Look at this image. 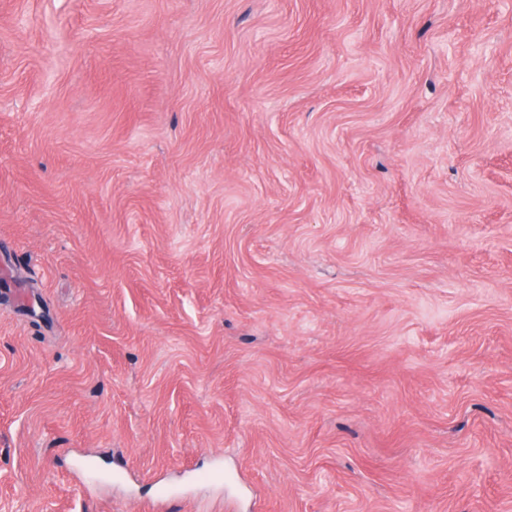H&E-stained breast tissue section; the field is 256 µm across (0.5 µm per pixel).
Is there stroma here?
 Returning a JSON list of instances; mask_svg holds the SVG:
<instances>
[{"mask_svg":"<svg viewBox=\"0 0 512 512\" xmlns=\"http://www.w3.org/2000/svg\"><path fill=\"white\" fill-rule=\"evenodd\" d=\"M512 512V0H0V512Z\"/></svg>","mask_w":512,"mask_h":512,"instance_id":"obj_1","label":"stroma"}]
</instances>
